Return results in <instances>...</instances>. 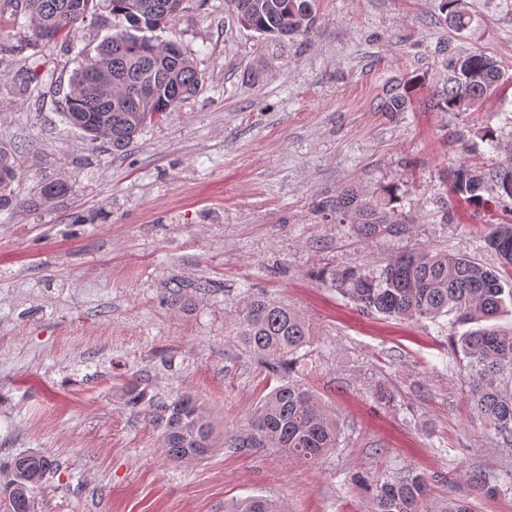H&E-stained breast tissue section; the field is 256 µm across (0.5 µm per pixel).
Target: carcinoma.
Here are the masks:
<instances>
[{
	"label": "carcinoma",
	"instance_id": "carcinoma-1",
	"mask_svg": "<svg viewBox=\"0 0 512 512\" xmlns=\"http://www.w3.org/2000/svg\"><path fill=\"white\" fill-rule=\"evenodd\" d=\"M74 0H25L36 48L68 36L85 22L92 0L72 10ZM184 0H109L112 14L128 27L106 38L72 76L64 117L92 143L104 142L121 151L152 123L168 118L184 100L196 95L201 77L190 55L173 40L159 41L150 33L171 27ZM238 23L265 37L308 38L316 22V0H230ZM449 26L462 32L474 16L461 0H441ZM509 81L494 58L474 52L448 63V80L436 92L441 112H468ZM17 160L0 150V207L16 200ZM499 197L512 200V152L492 172ZM484 174L460 168L450 192L468 205L484 204ZM64 181L41 184L45 199L65 194ZM397 198L388 191L380 199L360 196L354 189L338 193L331 211L339 222L356 225L372 238L396 233L401 220ZM486 244L502 267L512 268V218L488 224ZM339 289L360 308L387 317L437 322L443 316L456 326H469L454 346L467 364L474 408L503 444L512 447V328L485 326L512 304V284L500 272L467 256L427 249L404 252L378 271L349 270L335 279ZM233 331L249 352L264 359L267 370L279 374L310 343L307 321L295 310L264 296L249 294L234 314ZM125 404L141 408L161 430L169 461L191 464L224 447L222 435L198 400L180 394L159 400L138 385H128ZM339 421L303 384L283 380L260 402L248 427L231 440L243 448L258 440L288 458L314 465L340 444ZM55 468L50 456L37 450L16 456L0 485V512H36L35 493ZM428 484L420 474L386 481L376 488L371 512H426ZM224 512H281L271 500L247 497L224 503Z\"/></svg>",
	"mask_w": 512,
	"mask_h": 512
}]
</instances>
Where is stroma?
<instances>
[{"instance_id":"35a3bbf8","label":"stroma","mask_w":512,"mask_h":512,"mask_svg":"<svg viewBox=\"0 0 512 512\" xmlns=\"http://www.w3.org/2000/svg\"><path fill=\"white\" fill-rule=\"evenodd\" d=\"M440 0H318L306 41L246 30L230 0H185L160 32L191 55L199 93L124 151L91 144L63 116L85 56L126 22L93 0L70 37L28 48L24 0H0V149L19 157L16 206L0 209V469L36 449L56 460L37 512H224L263 496L285 512H369L376 484L408 473L449 500L512 512L468 471L512 468L478 417L449 329L369 315L333 284L426 247L492 265L483 211L447 190L512 150V123L488 99L468 112L428 103L447 63L479 50L512 76V7L464 0L472 28L445 23ZM407 93L402 112L384 101ZM491 128L492 152L477 137ZM72 189L44 201L37 187ZM393 191L402 233L365 238L328 217L345 187ZM216 282L196 293L197 281ZM192 309L169 306V283ZM250 293L310 324L291 376L343 426L311 466L275 448H221L168 461L160 433L124 403L123 386L195 395L224 437L244 428L278 381L233 335Z\"/></svg>"}]
</instances>
